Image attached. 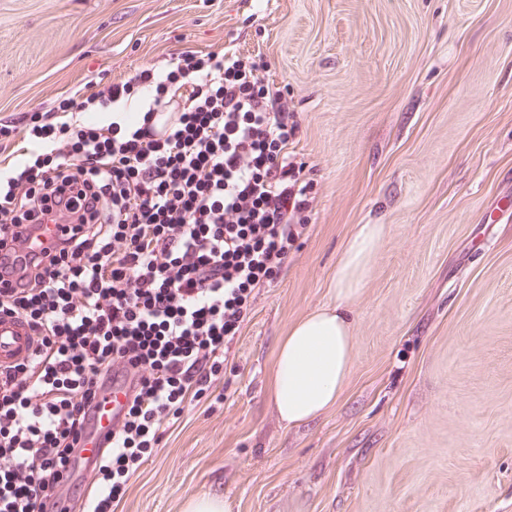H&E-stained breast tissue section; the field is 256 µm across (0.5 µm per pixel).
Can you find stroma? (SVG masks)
<instances>
[{
	"instance_id": "35a3bbf8",
	"label": "stroma",
	"mask_w": 512,
	"mask_h": 512,
	"mask_svg": "<svg viewBox=\"0 0 512 512\" xmlns=\"http://www.w3.org/2000/svg\"><path fill=\"white\" fill-rule=\"evenodd\" d=\"M225 48L287 87L313 214L112 512H512V0H0V118ZM359 224L388 231L346 387L288 426L277 345Z\"/></svg>"
}]
</instances>
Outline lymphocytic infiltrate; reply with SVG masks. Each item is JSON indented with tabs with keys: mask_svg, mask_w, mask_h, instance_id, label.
<instances>
[{
	"mask_svg": "<svg viewBox=\"0 0 512 512\" xmlns=\"http://www.w3.org/2000/svg\"><path fill=\"white\" fill-rule=\"evenodd\" d=\"M262 57L181 52L176 64L61 95L0 120V268L53 208L76 217L42 256L20 259L0 313L22 316L34 357L0 367V512H58L75 494L76 443L107 383L133 393L90 512L113 499L224 374L255 288L277 279L314 197L289 152L299 128ZM142 101V119L94 113ZM176 105L166 135L160 108Z\"/></svg>",
	"mask_w": 512,
	"mask_h": 512,
	"instance_id": "1",
	"label": "lymphocytic infiltrate"
}]
</instances>
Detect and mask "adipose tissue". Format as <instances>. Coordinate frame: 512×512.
Returning <instances> with one entry per match:
<instances>
[{
  "label": "adipose tissue",
  "instance_id": "obj_1",
  "mask_svg": "<svg viewBox=\"0 0 512 512\" xmlns=\"http://www.w3.org/2000/svg\"><path fill=\"white\" fill-rule=\"evenodd\" d=\"M384 238V225H358L336 263L337 304L311 311L291 325L279 342L270 397L282 422L291 426L309 422L339 401L356 347L345 305L364 288Z\"/></svg>",
  "mask_w": 512,
  "mask_h": 512
}]
</instances>
